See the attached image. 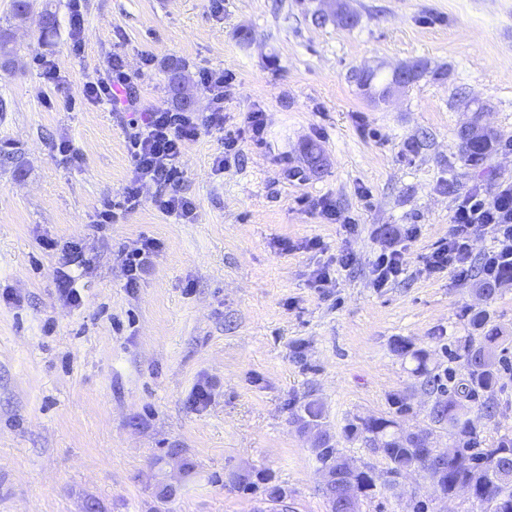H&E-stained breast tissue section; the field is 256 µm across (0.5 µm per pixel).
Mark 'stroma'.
<instances>
[{"label": "stroma", "instance_id": "obj_1", "mask_svg": "<svg viewBox=\"0 0 512 512\" xmlns=\"http://www.w3.org/2000/svg\"><path fill=\"white\" fill-rule=\"evenodd\" d=\"M344 7L347 26L315 23L327 0H224L220 13L212 0H81L78 44L71 0H36L22 22L0 0L17 54L0 69V147H15L26 167H0V512H84L89 499L101 512H256L262 492L233 485L239 472L271 475L291 512H327L314 437L294 421L301 404L319 401L333 445L380 477L385 458L346 427L391 415L395 393L410 397L406 430L431 425L432 399L398 340L463 376L443 350L471 335L468 312L479 308L512 362V287L485 301L474 279L424 269L458 202L512 181V0ZM46 8L57 20L47 43ZM116 56L144 112L177 107L167 60L184 65L200 113L209 97L199 72L235 75L223 131L190 142L181 159L175 189L196 206L190 222L157 211L151 185L140 208L97 222L132 177L125 119L84 95ZM403 64L421 72L386 104L353 78ZM255 108L265 113L259 139L245 122ZM477 110L500 143L474 168L457 133ZM228 136L242 151L222 168ZM307 142L323 150V170L305 165ZM326 201L336 220L323 216ZM145 239L158 252L127 287L124 254ZM389 244L405 271L377 288L373 263ZM74 246L85 259L77 305L59 279ZM323 268L331 278L320 283ZM502 381L495 417L472 414L487 446L512 434V373ZM172 448L179 460L159 468ZM164 474L176 493L161 503L153 486ZM415 492L429 512H477L462 492L437 500L417 475L401 497L378 490L361 512H405Z\"/></svg>", "mask_w": 512, "mask_h": 512}]
</instances>
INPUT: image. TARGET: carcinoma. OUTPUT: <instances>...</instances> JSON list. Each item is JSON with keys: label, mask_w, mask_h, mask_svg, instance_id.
I'll return each mask as SVG.
<instances>
[{"label": "carcinoma", "mask_w": 512, "mask_h": 512, "mask_svg": "<svg viewBox=\"0 0 512 512\" xmlns=\"http://www.w3.org/2000/svg\"><path fill=\"white\" fill-rule=\"evenodd\" d=\"M13 55L12 35L9 29H0V68L9 69ZM167 68L171 91L181 105H187L181 96L186 79L184 67L178 62H171ZM356 80L362 90L379 100L391 85V79L382 78L377 72L367 77L360 75ZM458 139L464 159L473 165L487 159L498 145L497 135L492 131L487 132L479 142L471 141L461 133ZM0 166L11 167L20 176L25 174L21 154L12 149H0ZM508 285H512V270L504 268L496 279L477 281L476 292L489 300ZM469 324L479 335L468 337L457 349V358L463 362L465 377L457 381L451 393L448 392L447 383L455 379L453 371L446 368L438 372L439 365L433 363L429 350L415 349L404 340L395 345L396 352L410 357L415 363L412 374L420 380V386L435 396L429 413L431 423L448 430L453 447L469 450L467 464L451 457L438 460V449L429 445V432L421 430L406 434L394 418H361L358 423L350 425L348 434L360 436L378 449L387 460V473L414 472L428 480L442 500L454 497L458 489L468 486L474 490L473 499L479 505L493 502L496 504L495 512H512V436L505 434L492 447L484 448L471 418L472 405L475 403L479 404L478 410L484 417L494 416L496 393L502 379L497 351L503 337L498 328L490 324L482 309L470 311ZM323 419V407L316 400L303 404L294 417L300 429L316 430L318 461L334 473L339 450L331 444L330 435L322 430ZM258 480L263 484V495L265 501L271 504V510L288 512V490L273 483L271 476L259 474L255 481L249 474L237 476L238 485L247 489L256 486ZM348 484L358 490L362 499L374 495L377 488L373 471L369 468H359L345 478L333 479L322 489L329 512H346L344 496Z\"/></svg>", "instance_id": "1"}]
</instances>
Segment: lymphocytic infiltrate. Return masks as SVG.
I'll use <instances>...</instances> for the list:
<instances>
[{
  "label": "lymphocytic infiltrate",
  "mask_w": 512,
  "mask_h": 512,
  "mask_svg": "<svg viewBox=\"0 0 512 512\" xmlns=\"http://www.w3.org/2000/svg\"><path fill=\"white\" fill-rule=\"evenodd\" d=\"M232 81L229 73L201 72L200 83L210 98V109L205 114L163 108L140 111L123 61L118 57L113 58L105 77L86 84L88 99L123 110L129 116L133 170L122 193V208H138L142 203L140 189L149 182L156 187L151 199L156 209L178 220L193 219L194 202L176 192L173 185L179 178L186 144L199 138L202 132L223 129L224 97ZM485 225L493 227L498 243L486 255L483 265L485 278L492 279L505 264L512 263V181L500 183L492 193L475 192L459 202L447 238L426 261L429 271H446L456 281H465L470 272L473 235Z\"/></svg>",
  "instance_id": "f902f5d3"
}]
</instances>
